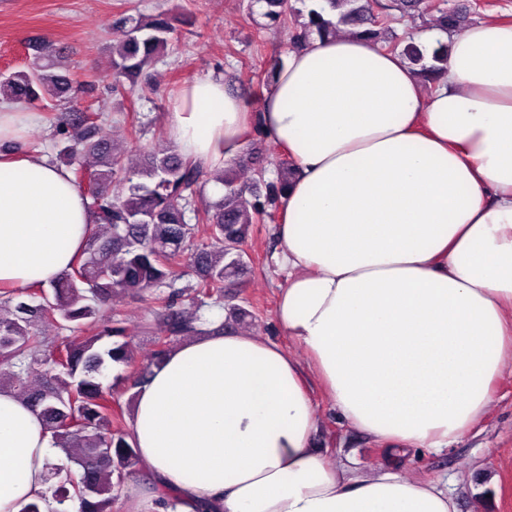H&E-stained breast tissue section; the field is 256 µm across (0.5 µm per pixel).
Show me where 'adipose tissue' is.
I'll return each mask as SVG.
<instances>
[{
  "label": "adipose tissue",
  "mask_w": 512,
  "mask_h": 512,
  "mask_svg": "<svg viewBox=\"0 0 512 512\" xmlns=\"http://www.w3.org/2000/svg\"><path fill=\"white\" fill-rule=\"evenodd\" d=\"M416 42L448 47L430 93L402 56L339 33L289 51L259 112L213 77L170 103V139L204 167L231 168L257 119L293 164L275 309L289 343L203 334L154 367L131 434L157 487L213 512H457L447 481L313 446L310 380L373 441L439 451L512 363V22ZM30 120L0 103V287L18 290L55 281L94 224L69 171L24 149ZM57 459L40 416L0 390V512L43 493Z\"/></svg>",
  "instance_id": "obj_1"
}]
</instances>
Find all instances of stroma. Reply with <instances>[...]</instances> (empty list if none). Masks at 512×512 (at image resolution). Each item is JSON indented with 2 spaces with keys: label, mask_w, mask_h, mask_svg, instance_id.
Masks as SVG:
<instances>
[{
  "label": "stroma",
  "mask_w": 512,
  "mask_h": 512,
  "mask_svg": "<svg viewBox=\"0 0 512 512\" xmlns=\"http://www.w3.org/2000/svg\"><path fill=\"white\" fill-rule=\"evenodd\" d=\"M249 0H0V78L31 63L35 46L49 41L81 92L76 108L95 113L112 130L119 148L150 150L170 142L165 113L189 79L220 77L232 91L258 102L262 78L274 56L286 54L298 12L308 0H291L293 13L275 29L264 26ZM164 15L175 30L165 57L150 67L143 82L113 91L109 50L122 35L113 30L118 13ZM244 270L229 283L220 302L197 311L208 321L226 320L242 308L236 325L280 344L288 339L277 326V296L287 272L280 261L275 223L253 224L244 246ZM313 445L342 463L370 468L386 463L401 474L447 480L458 512H512V365L494 385L488 414L448 449L398 450L385 454L367 434L348 425L320 389Z\"/></svg>",
  "instance_id": "35a3bbf8"
}]
</instances>
